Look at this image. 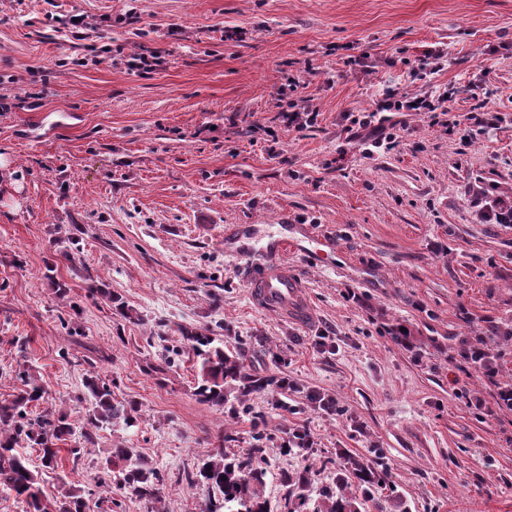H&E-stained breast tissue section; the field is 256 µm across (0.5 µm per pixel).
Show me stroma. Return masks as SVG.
Wrapping results in <instances>:
<instances>
[{
	"instance_id": "obj_1",
	"label": "stroma",
	"mask_w": 512,
	"mask_h": 512,
	"mask_svg": "<svg viewBox=\"0 0 512 512\" xmlns=\"http://www.w3.org/2000/svg\"><path fill=\"white\" fill-rule=\"evenodd\" d=\"M137 56L150 70L127 68ZM436 56L440 71L411 77ZM291 75L319 113L300 134L276 118ZM447 87L452 114L484 119L469 141L419 113L391 151L346 133V114L388 91ZM494 197H512V0H0V398L29 365L46 408L83 421L93 368L139 409L135 426L96 431L80 464L45 468L27 449L42 496L67 479L96 504L113 449L131 448L165 494L113 490L112 512H200L210 493L189 477L202 457L258 445L274 510L285 474L310 466L329 482L348 452L383 459L379 496L398 492L407 512H512V411L458 366L493 330L512 379V224ZM228 224L328 240L329 266L290 258L308 320L252 302ZM67 237L135 321L88 294L59 252ZM185 328L292 391L251 395L236 415L199 402ZM301 427L312 451L283 453Z\"/></svg>"
}]
</instances>
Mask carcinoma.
<instances>
[{
  "label": "carcinoma",
  "mask_w": 512,
  "mask_h": 512,
  "mask_svg": "<svg viewBox=\"0 0 512 512\" xmlns=\"http://www.w3.org/2000/svg\"><path fill=\"white\" fill-rule=\"evenodd\" d=\"M88 292L113 305L122 317L132 319L131 309L122 298L112 294L103 283L87 274ZM184 342L194 352L199 364L196 395L201 401L214 405L244 404L247 397L257 393L285 394L288 388L273 376L252 375L240 357L224 351V342L203 333L181 331ZM21 388L9 399L0 401V488L24 504V512H85L86 503L81 490L67 481L61 492L48 500L36 489L39 472L30 467L29 459L17 449L19 442L38 449L42 466L55 468L61 448L77 433V426L63 413L44 410L36 416L30 408L45 400L47 391L34 372H18ZM84 399L91 408L86 424L102 429L116 423L130 427L137 422L138 407L131 401H119L109 385L93 371L84 377ZM260 448H252L242 456L230 457L224 449L206 455L196 477L211 488L214 498L202 512H272L263 495L268 470L261 463ZM343 462L336 479L315 486L316 474L310 468L285 477L286 492L281 512H366L372 505L375 512H404L397 496L385 501L376 497L386 474L352 454L342 455ZM112 466L120 467L117 485L139 498L158 501L164 490V477L154 468L133 462L132 449L116 448ZM358 484L361 495H348L344 489Z\"/></svg>",
  "instance_id": "1"
}]
</instances>
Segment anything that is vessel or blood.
<instances>
[{
    "mask_svg": "<svg viewBox=\"0 0 512 512\" xmlns=\"http://www.w3.org/2000/svg\"><path fill=\"white\" fill-rule=\"evenodd\" d=\"M245 228L239 224L226 226L224 244L237 258L246 260V281L253 302L260 308L295 320L308 316V303L299 273L288 257L302 250L301 241L288 233L268 236L259 254H252L243 240Z\"/></svg>",
    "mask_w": 512,
    "mask_h": 512,
    "instance_id": "obj_1",
    "label": "vessel or blood"
}]
</instances>
